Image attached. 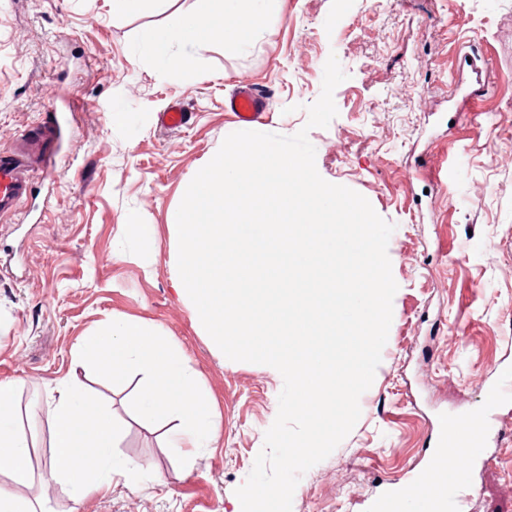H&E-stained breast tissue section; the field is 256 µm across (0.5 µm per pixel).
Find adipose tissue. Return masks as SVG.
<instances>
[{
    "mask_svg": "<svg viewBox=\"0 0 512 512\" xmlns=\"http://www.w3.org/2000/svg\"><path fill=\"white\" fill-rule=\"evenodd\" d=\"M239 41L241 32L223 20L199 17L179 24L172 37L149 40L150 51L167 57L171 41L192 44L201 39ZM78 363H91L112 372L136 364L147 384L139 396L141 410L154 420L175 419L166 432L170 448H207L217 437L207 394L195 383L187 359L161 332L137 322L116 320L102 330L82 336L77 345ZM60 398L49 410L51 461L43 470V484H63L71 498L80 499L120 475L139 483L137 467L115 461L114 441L122 429L111 413L99 407L75 379L63 382ZM19 381H0V476L11 487H0V512H38V502L15 493L29 479V446L17 430L16 394Z\"/></svg>",
    "mask_w": 512,
    "mask_h": 512,
    "instance_id": "obj_1",
    "label": "adipose tissue"
}]
</instances>
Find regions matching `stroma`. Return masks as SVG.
I'll list each match as a JSON object with an SVG mask.
<instances>
[{"mask_svg": "<svg viewBox=\"0 0 512 512\" xmlns=\"http://www.w3.org/2000/svg\"><path fill=\"white\" fill-rule=\"evenodd\" d=\"M218 11L216 0H0V150L49 107L70 126L57 172L31 175L0 217V380H19L18 427L33 473L50 458L49 399L75 376L123 429L113 457L140 466L81 500L36 478L19 487L43 512H242L235 494L275 420L281 374L226 358L177 286L169 223L195 176L239 129L224 103L242 82L265 97L258 129L307 121L336 55L338 115L311 129L326 181L363 195L394 225L393 318L361 416L297 484L292 512H379L427 484L442 420L490 409L477 467L461 472L462 512H512V0H271L237 44L172 43L167 71L151 34ZM182 102L178 130L158 116ZM169 336L208 394L212 447L185 459L137 401L135 367L115 376L74 359L112 319ZM498 399L487 404L489 391Z\"/></svg>", "mask_w": 512, "mask_h": 512, "instance_id": "stroma-1", "label": "stroma"}]
</instances>
